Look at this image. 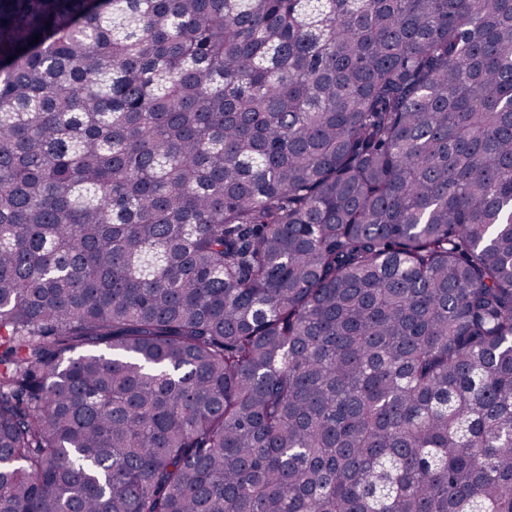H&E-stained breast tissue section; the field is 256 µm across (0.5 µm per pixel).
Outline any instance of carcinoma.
Instances as JSON below:
<instances>
[{
    "mask_svg": "<svg viewBox=\"0 0 512 512\" xmlns=\"http://www.w3.org/2000/svg\"><path fill=\"white\" fill-rule=\"evenodd\" d=\"M0 512H512V0H0Z\"/></svg>",
    "mask_w": 512,
    "mask_h": 512,
    "instance_id": "obj_1",
    "label": "carcinoma"
}]
</instances>
